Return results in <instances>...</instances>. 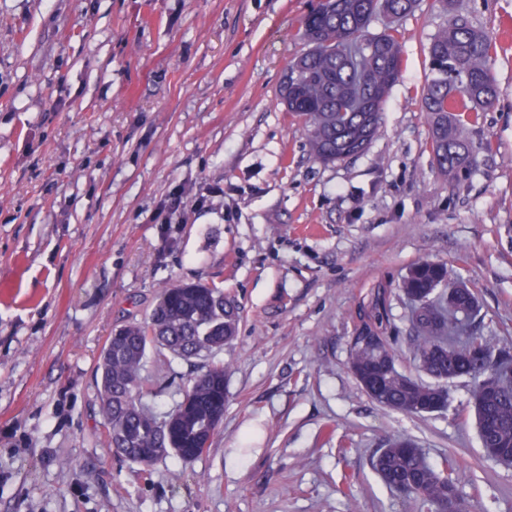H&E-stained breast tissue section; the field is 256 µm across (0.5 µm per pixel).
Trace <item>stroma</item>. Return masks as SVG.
Masks as SVG:
<instances>
[{"label": "stroma", "instance_id": "stroma-1", "mask_svg": "<svg viewBox=\"0 0 512 512\" xmlns=\"http://www.w3.org/2000/svg\"><path fill=\"white\" fill-rule=\"evenodd\" d=\"M313 3L0 0V512H422L371 467L395 436L455 456L476 512H512V466L485 457L465 380L420 418L349 368L383 287L411 369L397 284L422 259L477 290L478 334L512 338V0H419L378 134L328 165L279 96ZM456 10L493 38L500 96L451 180L422 92ZM195 281L241 309L218 355L224 417L205 454L144 479L109 443L96 365L160 288ZM203 366L149 358L145 404L173 410Z\"/></svg>", "mask_w": 512, "mask_h": 512}]
</instances>
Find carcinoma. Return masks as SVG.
Here are the masks:
<instances>
[{"label":"carcinoma","instance_id":"1","mask_svg":"<svg viewBox=\"0 0 512 512\" xmlns=\"http://www.w3.org/2000/svg\"><path fill=\"white\" fill-rule=\"evenodd\" d=\"M416 0H334L306 17L309 49L292 61L282 96L288 111L303 119L314 158L334 163L366 149L377 135L383 104L400 74L396 23L411 13ZM385 29L369 31L373 20ZM490 35L462 16L434 36L428 46L433 77L423 103L431 122L437 168L457 175L469 166L479 146L453 103L461 97L471 108L492 105L499 96L489 63ZM447 269L438 262L416 263L398 284L412 307L411 355L419 374L402 370L396 340L384 335L385 292L360 314L349 368L368 397L405 415L426 417L448 409V383H470L472 412L488 459L512 463V342L486 336L448 346V314L477 321L480 302L468 287H447ZM240 308L224 289L201 282L167 285L147 321L132 322L109 336L96 369L99 412L110 445L144 474L174 455L190 462L210 447L224 417V363L212 361L190 377L182 399L163 416L146 408L142 370L153 351L171 360L207 358L236 337ZM390 490L421 501L430 512H448L453 495L457 512H471L461 495V471L448 456L427 461L407 437L388 440L371 460Z\"/></svg>","mask_w":512,"mask_h":512}]
</instances>
